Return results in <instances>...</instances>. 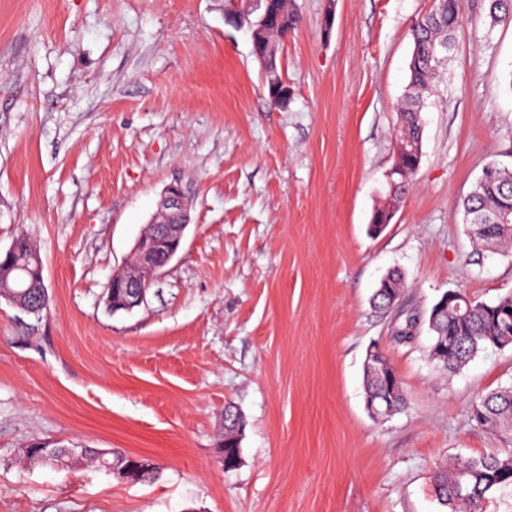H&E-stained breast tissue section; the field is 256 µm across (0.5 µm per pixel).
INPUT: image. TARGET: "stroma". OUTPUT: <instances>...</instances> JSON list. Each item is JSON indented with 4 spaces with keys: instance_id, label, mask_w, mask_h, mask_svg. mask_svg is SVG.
I'll use <instances>...</instances> for the list:
<instances>
[{
    "instance_id": "stroma-1",
    "label": "stroma",
    "mask_w": 512,
    "mask_h": 512,
    "mask_svg": "<svg viewBox=\"0 0 512 512\" xmlns=\"http://www.w3.org/2000/svg\"><path fill=\"white\" fill-rule=\"evenodd\" d=\"M291 5L282 108L221 0H0V249L27 233L51 297L39 316L0 299V512H442L439 465L512 451L471 413L512 384V346L444 375L427 328L399 341L371 306L393 269L424 315L447 291L512 293V251L477 250L459 207L484 165L512 168V22L464 0L420 166L373 236L433 2L336 0L328 36L325 0ZM171 183L191 204L183 247L144 305L111 314L112 272ZM374 345L408 394L383 420L364 400ZM228 404L246 427L227 472ZM34 441L161 475L33 465ZM112 459L106 458L104 454H99L91 448H84L81 450V456L91 463H95L98 466H102L107 469L106 464L112 463V460L117 458L116 455H120L124 458L122 465H127L136 474L139 482H149L154 480L158 474L157 467L154 464L147 462L145 458L140 456H133L120 452H112ZM108 470V469H107Z\"/></svg>"
}]
</instances>
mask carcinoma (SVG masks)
Listing matches in <instances>:
<instances>
[{
  "instance_id": "cac0c4a2",
  "label": "carcinoma",
  "mask_w": 512,
  "mask_h": 512,
  "mask_svg": "<svg viewBox=\"0 0 512 512\" xmlns=\"http://www.w3.org/2000/svg\"><path fill=\"white\" fill-rule=\"evenodd\" d=\"M265 0L254 4L244 29L260 34L263 41L283 37L298 23L289 0H275V12L281 18L280 27L267 25L262 15ZM487 16L495 24L512 21V0H487ZM463 17V0H434L432 10L412 27L413 50L409 63V81L400 106L396 109V164L398 179L390 182L387 200L398 201L417 171L415 158L422 152L424 100L439 68L446 61L455 34ZM491 172L483 174L461 202L464 223L475 242L485 248L512 245V169L490 164ZM18 261H30L36 246L25 234L15 239ZM406 286L401 273L388 272V280L378 286L372 297L373 307L390 318L397 335H403L412 318H401L399 306L391 303L390 294L404 298ZM434 321L430 330L429 355L444 373H454L473 357L488 349H503L512 345V332L504 331L500 312L512 308V293L492 302L472 301L466 297L441 307L433 305ZM365 397L382 400L396 414L407 405L404 383L388 358L364 373ZM477 425L484 429L512 434V386L502 387L479 396L472 404ZM224 470L239 466L241 459V430L245 419L239 410L224 407ZM30 463L63 466L73 456L65 448L58 456L47 457L43 444L34 443L22 449ZM123 464L130 467L141 482H149L158 474L157 467L140 456L122 454ZM435 496L447 512H478L479 506L492 493L512 486V454L486 453L464 459L453 467L443 466L432 475Z\"/></svg>"
}]
</instances>
